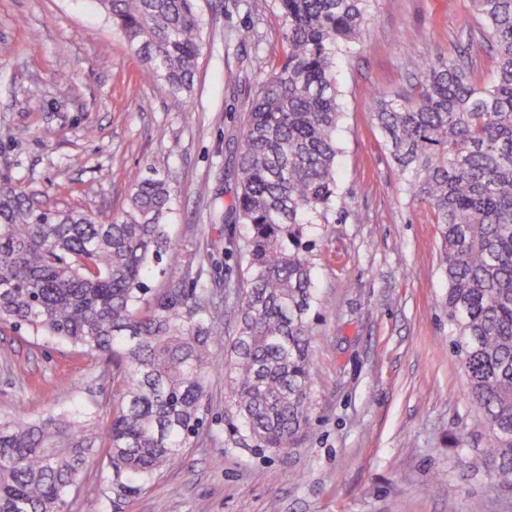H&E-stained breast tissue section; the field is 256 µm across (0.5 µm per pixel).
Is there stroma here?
<instances>
[{"label":"stroma","instance_id":"obj_1","mask_svg":"<svg viewBox=\"0 0 512 512\" xmlns=\"http://www.w3.org/2000/svg\"><path fill=\"white\" fill-rule=\"evenodd\" d=\"M205 49L191 94L142 79L135 49L96 0H0V183L98 219L121 213L132 173L175 174L168 253L147 285L211 291L225 332L238 318L245 224L221 217L259 82L282 50L273 0H203ZM480 28L470 0H372L362 42L338 55L336 221L310 224L318 321L310 415L288 450L229 438L228 383L210 377L204 424L183 458L112 503L91 455L65 512H512L483 457L439 301L446 290L431 210L404 190L373 118L377 92L415 81L430 58L459 57ZM112 367L0 326V418L77 404L110 421Z\"/></svg>","mask_w":512,"mask_h":512}]
</instances>
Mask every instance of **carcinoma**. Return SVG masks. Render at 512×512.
Returning a JSON list of instances; mask_svg holds the SVG:
<instances>
[{
  "mask_svg": "<svg viewBox=\"0 0 512 512\" xmlns=\"http://www.w3.org/2000/svg\"><path fill=\"white\" fill-rule=\"evenodd\" d=\"M175 95L191 93L204 52L201 0H98ZM282 59L255 91L233 176L232 220L247 224L246 285L225 363L230 411L255 446L290 447L310 419L316 296L306 224L328 223L336 198L333 74L371 0H275ZM494 53L493 82L438 59L373 116L412 199L437 224L451 345L489 448L483 462L512 493V0H470ZM168 178L136 176L127 209L108 222L36 205L0 185V324L103 358L123 388L107 434L110 486L120 500L176 464L203 422L224 333L203 288L172 284L152 300L146 279L177 249L163 218ZM101 441L97 414L72 407L0 420V512H63Z\"/></svg>",
  "mask_w": 512,
  "mask_h": 512,
  "instance_id": "obj_1",
  "label": "carcinoma"
}]
</instances>
